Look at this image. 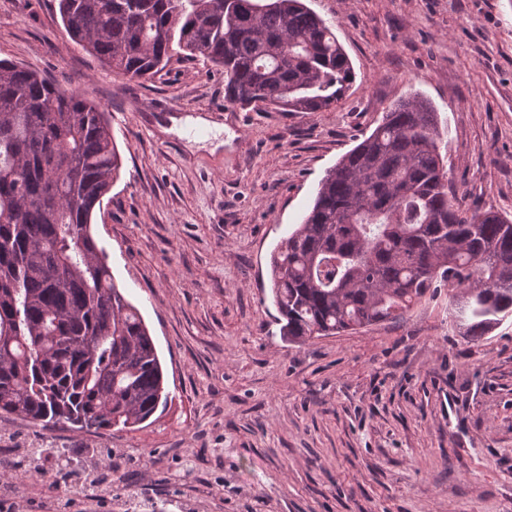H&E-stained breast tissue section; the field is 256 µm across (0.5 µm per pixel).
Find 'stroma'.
<instances>
[{"instance_id":"35a3bbf8","label":"stroma","mask_w":512,"mask_h":512,"mask_svg":"<svg viewBox=\"0 0 512 512\" xmlns=\"http://www.w3.org/2000/svg\"><path fill=\"white\" fill-rule=\"evenodd\" d=\"M58 0H0V59L88 92L123 159L94 217L155 341L169 401L134 429L0 419V504L22 512H512V316L477 345L447 291L404 319L297 345L270 298L274 247L326 172L397 100L436 109L467 204L512 219V0H307L345 48L340 108L230 106L224 74L149 80L62 35ZM203 127L170 131L171 118ZM34 448L111 458L105 492L28 476Z\"/></svg>"}]
</instances>
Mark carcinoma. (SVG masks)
<instances>
[{"label":"carcinoma","mask_w":512,"mask_h":512,"mask_svg":"<svg viewBox=\"0 0 512 512\" xmlns=\"http://www.w3.org/2000/svg\"><path fill=\"white\" fill-rule=\"evenodd\" d=\"M67 41L130 79L172 57L224 70L241 109L337 107L351 63L305 0H58ZM437 112L413 94L319 182L274 249L281 336L313 338L403 318L448 289L481 342L512 316V220L451 188ZM122 157L79 90L0 60V419L126 429L167 403L156 347L91 232Z\"/></svg>","instance_id":"carcinoma-1"}]
</instances>
